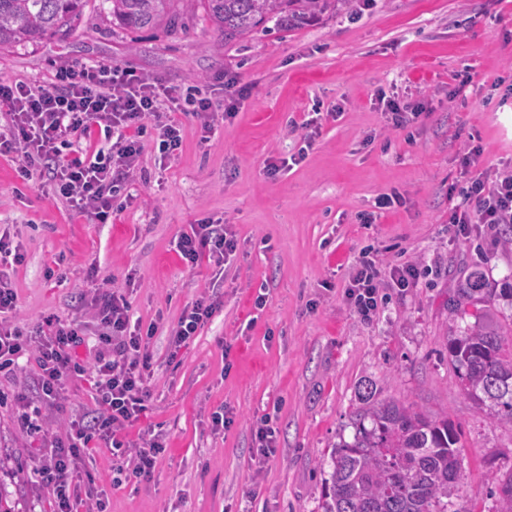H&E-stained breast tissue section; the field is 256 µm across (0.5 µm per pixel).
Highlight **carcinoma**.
<instances>
[{
    "instance_id": "obj_1",
    "label": "carcinoma",
    "mask_w": 512,
    "mask_h": 512,
    "mask_svg": "<svg viewBox=\"0 0 512 512\" xmlns=\"http://www.w3.org/2000/svg\"><path fill=\"white\" fill-rule=\"evenodd\" d=\"M88 0H0V47L63 39L83 16ZM112 24L123 29L163 26L183 31L202 7L224 40L242 39L272 22L278 28L311 24L351 0H104ZM509 332L479 312L454 337L448 354L462 390L493 420L512 424V351ZM350 442L330 456L331 494L325 512H448V496L463 481L461 438L447 416L433 417L372 387L359 393ZM497 512H512V472L492 477Z\"/></svg>"
}]
</instances>
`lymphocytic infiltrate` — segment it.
<instances>
[{
	"mask_svg": "<svg viewBox=\"0 0 512 512\" xmlns=\"http://www.w3.org/2000/svg\"><path fill=\"white\" fill-rule=\"evenodd\" d=\"M226 87L228 92L218 103L104 64L59 68L45 85L0 81V105L6 107L8 117L0 127V156L17 162L25 179L49 177L56 194L78 214L105 224L112 216L115 193L141 154L145 121L154 123L161 158H170L182 144L176 114L203 117L202 128L208 132L216 112H235L243 91L232 78ZM96 130L104 134L103 145L73 157L64 154L72 134L88 137ZM481 155L477 146L464 153L460 167L466 184L448 188V229L458 240L468 238L472 227L479 224L491 229L512 224V169L481 168ZM236 245L226 225L204 220L182 233L176 248L189 266L205 261L220 267ZM421 274L422 267L415 261L390 265L384 272L379 261L360 256L353 265L347 296L358 314L368 319L379 309L384 283L411 288ZM92 302L102 327L98 340L106 352L88 372L77 356L84 341L80 324L50 317L38 336L26 334L10 320L17 309V295L11 283L0 278V368H10L24 355H33L42 393L51 400L63 394L72 377L91 373L100 404L92 419L70 421L65 435L53 433L48 438L54 456L44 474L55 486L56 512H83L85 502L72 492L71 484L79 461L89 450L108 448L116 457L134 455L132 474L143 479L151 476L163 450L158 437L142 438L137 446L127 438L151 396L148 344L156 328L131 326L125 295L105 292L94 295ZM220 307L217 299L187 305L169 334L171 350L179 351L193 339Z\"/></svg>",
	"mask_w": 512,
	"mask_h": 512,
	"instance_id": "f902f5d3",
	"label": "lymphocytic infiltrate"
}]
</instances>
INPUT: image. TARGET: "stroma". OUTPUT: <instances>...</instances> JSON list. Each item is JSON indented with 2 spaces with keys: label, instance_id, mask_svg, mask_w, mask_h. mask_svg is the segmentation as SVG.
Segmentation results:
<instances>
[{
  "label": "stroma",
  "instance_id": "1",
  "mask_svg": "<svg viewBox=\"0 0 512 512\" xmlns=\"http://www.w3.org/2000/svg\"><path fill=\"white\" fill-rule=\"evenodd\" d=\"M84 63L214 97L213 79L227 75L247 94L209 133L179 116L182 146L168 161L143 137L106 224L76 214L50 181L24 180L0 157V234L25 253L8 273L15 323L32 333L49 317L92 327L87 302L107 279L134 319L157 326L151 397L134 427L164 442L152 476L114 486L119 460L97 448L74 487L100 499L103 512H324L330 453L352 441L358 391L372 380L383 397L457 425L464 480L448 512H497L488 480L512 470V424L462 393L446 338L478 308L512 329V298L501 295L512 284V247L481 227L452 239L448 187L470 147L481 148L482 167L512 163V0H352L318 24L232 42L201 15L171 34L113 27L94 8L66 40L0 49V81L44 84L60 66ZM464 76L471 82L463 87ZM381 90L420 104L416 123L388 128L375 101ZM316 113L306 148L301 124ZM301 149L299 164L271 171ZM393 191L403 204L358 223ZM203 220L236 236L223 272L188 267L175 250ZM364 250L428 268L416 287L386 289L368 320L345 296ZM54 265L64 283L48 276ZM477 268L484 290L462 295ZM206 297L223 299V308L171 354L168 334L183 308ZM97 408L85 379L49 401L35 361L0 371V493L16 512H53L52 487L39 473L52 455L44 433H64ZM217 411L231 420L221 431L211 427ZM266 414L277 448L262 465L251 426Z\"/></svg>",
  "mask_w": 512,
  "mask_h": 512
}]
</instances>
